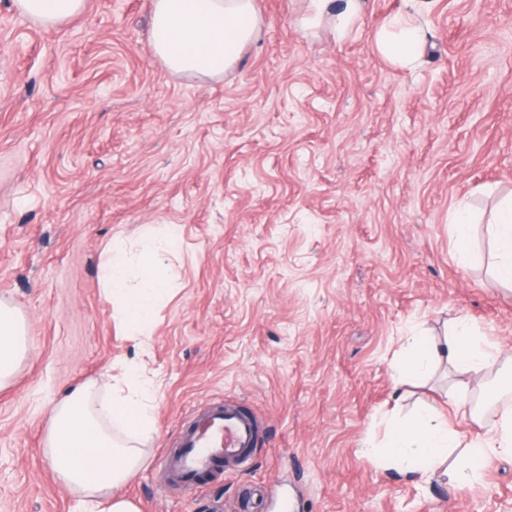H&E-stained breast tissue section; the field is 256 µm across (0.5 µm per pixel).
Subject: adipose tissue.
<instances>
[{"label": "adipose tissue", "mask_w": 512, "mask_h": 512, "mask_svg": "<svg viewBox=\"0 0 512 512\" xmlns=\"http://www.w3.org/2000/svg\"><path fill=\"white\" fill-rule=\"evenodd\" d=\"M13 2L20 14L44 28L63 24L85 7V0ZM259 28L254 0H152L148 44L169 70L214 77L235 64ZM421 39L417 24L398 17L381 27L376 45L385 57L407 65L415 60ZM487 233L489 269L500 283L512 286V200L501 205ZM179 241L178 225L170 224L160 244L145 246L137 257L108 248L102 263L103 299L127 325L150 327L154 306L169 286L166 255ZM27 349L24 317L0 300V388L11 383ZM499 357L495 345L462 322L441 337H408L392 381L398 386L425 381L445 364L485 379L495 374ZM154 397L152 381L136 371L126 386L106 393L98 382L88 381L54 405L46 454L57 479L90 499L95 512H139L122 488L146 459ZM370 455L382 469L418 480L428 479L452 459L456 465L451 480L458 488H472L481 484L494 460L512 457V409L483 436L471 439L446 417L420 407L406 419L389 421L383 446L371 449Z\"/></svg>", "instance_id": "adipose-tissue-1"}]
</instances>
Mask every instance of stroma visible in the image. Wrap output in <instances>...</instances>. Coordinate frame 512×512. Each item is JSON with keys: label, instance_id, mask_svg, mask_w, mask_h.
Returning <instances> with one entry per match:
<instances>
[{"label": "stroma", "instance_id": "obj_1", "mask_svg": "<svg viewBox=\"0 0 512 512\" xmlns=\"http://www.w3.org/2000/svg\"><path fill=\"white\" fill-rule=\"evenodd\" d=\"M151 0H86L51 29L0 0V300L29 346L0 389V512H84L44 454L49 411L127 370L156 384L154 434L125 492L140 512H512V459L481 485L417 483L367 455L391 413L443 409L465 382L488 422L512 405L440 368L395 389L404 337L467 319L512 356V288L463 265L449 226L512 194V0H365L346 34L256 0L255 41L223 75L169 71ZM405 13L413 65L375 34ZM180 225L146 334L101 295L110 243L136 255ZM259 422L248 470L187 495L164 454L204 407Z\"/></svg>", "mask_w": 512, "mask_h": 512}]
</instances>
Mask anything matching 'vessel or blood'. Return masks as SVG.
Here are the masks:
<instances>
[{
	"label": "vessel or blood",
	"mask_w": 512,
	"mask_h": 512,
	"mask_svg": "<svg viewBox=\"0 0 512 512\" xmlns=\"http://www.w3.org/2000/svg\"><path fill=\"white\" fill-rule=\"evenodd\" d=\"M254 420L233 403L213 406L183 431L177 448L164 457L170 480L186 492H196L202 477L216 466L226 471L246 468V449L254 446Z\"/></svg>",
	"instance_id": "b4317fda"
}]
</instances>
